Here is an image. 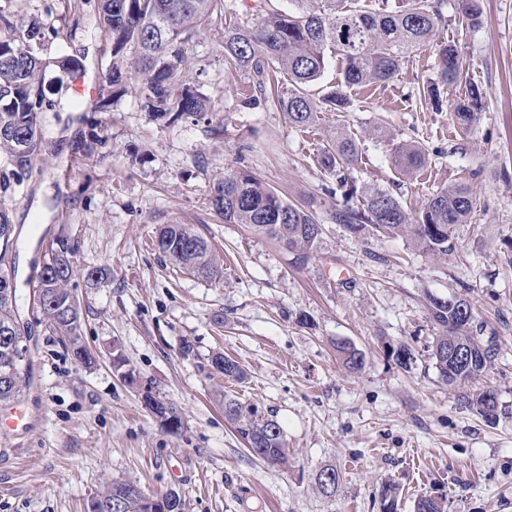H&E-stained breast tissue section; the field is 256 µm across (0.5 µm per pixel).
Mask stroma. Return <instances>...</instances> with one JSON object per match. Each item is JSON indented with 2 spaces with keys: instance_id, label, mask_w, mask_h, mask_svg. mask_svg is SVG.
<instances>
[{
  "instance_id": "1",
  "label": "stroma",
  "mask_w": 512,
  "mask_h": 512,
  "mask_svg": "<svg viewBox=\"0 0 512 512\" xmlns=\"http://www.w3.org/2000/svg\"><path fill=\"white\" fill-rule=\"evenodd\" d=\"M481 6L473 28L458 0H442L438 35L463 59L442 111L424 96L436 75L425 47L393 81L348 88L351 111H322L317 129L303 132L275 101L247 105L252 82L225 61L220 22L195 34L187 59V81L211 110L171 123L144 111L136 75L99 109L112 39L98 0H0V36L40 28L41 54L78 57L89 90L74 96L71 77L48 70L59 90L40 151L5 198L31 373L17 398L0 403V512H86L112 479L135 481L149 497L176 491L184 512H381L386 481L398 488L397 512H413L424 496L444 498L447 512H512V0ZM473 83L486 97L464 131L453 107ZM340 123L361 153L350 175L357 189L390 191L415 211L441 187H469L473 219L456 225L448 256L326 221L303 264L211 209L230 167L256 172L294 203L314 194L324 208L342 204L317 162L326 129ZM401 144L423 147L426 163L406 172ZM164 224L190 225L214 244L221 276L205 280L160 256ZM61 231L78 247L70 286L96 356L90 367L29 308L36 260ZM93 269L105 276L100 285L86 279ZM432 295L467 299L483 337L495 339L477 384L497 393V420L440 380ZM339 341L363 354L361 371L342 368ZM401 344L412 353L405 363L395 355ZM216 351L244 366V383L215 374ZM228 392L275 416L287 467L247 451L224 418ZM149 395L176 408L179 424L158 416ZM18 411L21 427L11 424ZM329 465L340 482L326 495L316 479Z\"/></svg>"
}]
</instances>
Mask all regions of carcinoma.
Returning <instances> with one entry per match:
<instances>
[{
    "label": "carcinoma",
    "mask_w": 512,
    "mask_h": 512,
    "mask_svg": "<svg viewBox=\"0 0 512 512\" xmlns=\"http://www.w3.org/2000/svg\"><path fill=\"white\" fill-rule=\"evenodd\" d=\"M100 21L112 36V65L104 81L116 96L125 91L132 72L141 78L144 108L153 117L178 120L202 115L210 109L207 97L192 90L185 80V64L195 33L217 19L224 23V59L251 75L253 91L276 99L279 108L296 128L317 123L327 108L345 112L350 107L343 87L369 86L393 80L401 64L424 46H430L438 59L436 78L427 87L430 102L440 104V88L457 80L462 69L457 46L437 39L443 17L430 0H289L286 10L274 8L271 0H258L251 18H242L224 5V0H99ZM460 11L475 26L481 18L480 0H459ZM22 51L15 63L0 62V401L16 398L31 370L27 353L21 350L25 328L19 320L16 303L15 266L12 251L16 226L11 224L1 198L11 180L29 170L41 146L45 109L53 92L45 82L51 66L72 75L82 66L71 55L52 60L35 49L41 33L31 28L24 38L0 37ZM133 46L137 57L129 66L123 51ZM341 58L342 81L322 99L308 94V87L324 72L327 58ZM485 91L469 86L457 101V126L472 125L482 105ZM400 164L408 169L421 167L426 160L418 145L397 148ZM359 161V147L353 136L338 125L327 131L326 145L319 164L336 176L338 187L356 194L345 172ZM319 203L310 198L303 206L294 205L254 172L227 169L224 179L214 186L211 208L226 224H244L258 235L285 243L297 251L296 260L305 263L314 252L321 234ZM474 213V200L463 184L448 185L416 212L405 209L388 191L371 188L361 198L325 213L326 219L343 225L354 235L365 231L399 234L419 250L432 255H448L457 224H468ZM164 257L205 279H215L220 265L211 242L186 224H166L157 232ZM76 246L64 233L45 244L35 293L42 300L40 313L57 334L64 337L74 359L94 363L84 346L82 310L70 288L75 273ZM462 298H429L430 314L438 329L431 357L442 382L466 387L480 376L495 356L496 344L485 340L475 324V316L463 318L457 305ZM465 344L474 354V365L467 369L448 358V342ZM336 355L343 368L357 372L364 365L358 350L347 343L336 344ZM216 373L230 381H241L245 372L240 363L217 352L211 356ZM224 418L233 425L253 456L273 464L288 465V444L283 430L272 415L224 393ZM145 496L131 481L114 480L92 496L87 512H146ZM445 500L422 497L414 512H446Z\"/></svg>",
    "instance_id": "carcinoma-1"
}]
</instances>
